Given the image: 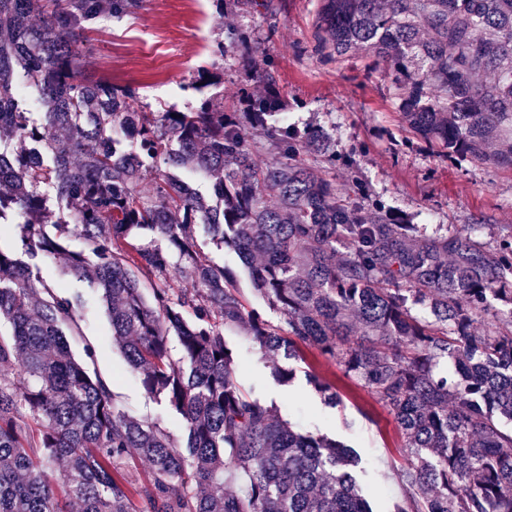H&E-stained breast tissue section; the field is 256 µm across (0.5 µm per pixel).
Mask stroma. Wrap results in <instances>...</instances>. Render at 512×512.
<instances>
[{
    "instance_id": "35a3bbf8",
    "label": "stroma",
    "mask_w": 512,
    "mask_h": 512,
    "mask_svg": "<svg viewBox=\"0 0 512 512\" xmlns=\"http://www.w3.org/2000/svg\"><path fill=\"white\" fill-rule=\"evenodd\" d=\"M266 3L259 11L246 7L223 15L212 0H139L127 14L104 13L87 23L82 70L135 90L154 112L164 105L199 106L204 94L191 83L199 69L210 67L224 76L225 106L240 112L243 60L271 63L285 117L299 128L320 127L331 134L337 186L364 189L385 212L414 224L420 235L450 234L476 224L477 238L487 248L512 242V170L431 153L408 130L389 79L374 69L371 58L342 61L318 51L319 0ZM231 25L247 39V58L215 53ZM196 237L206 256L234 271L249 305L261 307V300L250 295L251 282L236 254L214 244L204 226H197ZM41 274L57 291L80 295V333L72 337V349L80 357L85 345L94 347L88 367L111 383L117 404L180 434L179 422L145 395L113 344L105 306L92 283L51 262L42 263ZM224 340L238 358L236 381L242 391L261 404H276L297 430L324 434L354 449L357 479L374 512H392L404 496L400 472L407 453L391 411L317 349L304 348L298 359L279 358V365L295 373L291 384L281 386L243 329L225 328ZM311 372L334 385L337 404L325 403L308 383Z\"/></svg>"
}]
</instances>
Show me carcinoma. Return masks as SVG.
Instances as JSON below:
<instances>
[{"label": "carcinoma", "instance_id": "carcinoma-1", "mask_svg": "<svg viewBox=\"0 0 512 512\" xmlns=\"http://www.w3.org/2000/svg\"><path fill=\"white\" fill-rule=\"evenodd\" d=\"M137 6L0 0V227L18 229L11 246L0 237V367L15 368L0 373V512H135V497L146 512H372L346 446L242 392L226 327L265 356L314 347L389 407L409 455L395 512H512V331L484 324H512V243L488 250L474 225L414 237L379 200L338 189L330 138L276 119L271 96L249 100L247 126L220 93L144 112L133 90L82 75L84 24ZM316 28L320 51L383 67L434 152L512 168V0H320ZM239 41L229 28L216 53ZM19 76L40 95L36 119L19 110ZM160 162L204 172L210 197ZM199 224L283 325L201 254ZM42 261L102 290L112 340L180 436L120 408L75 358L76 304ZM226 471L241 490L224 492Z\"/></svg>", "mask_w": 512, "mask_h": 512}]
</instances>
